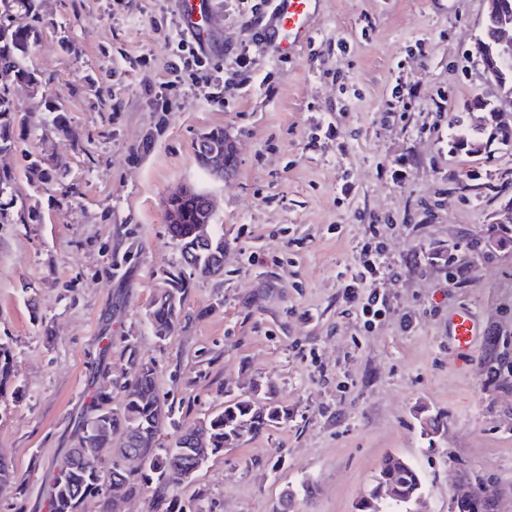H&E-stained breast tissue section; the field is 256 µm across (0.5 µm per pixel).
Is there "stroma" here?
I'll list each match as a JSON object with an SVG mask.
<instances>
[{
  "instance_id": "obj_1",
  "label": "stroma",
  "mask_w": 512,
  "mask_h": 512,
  "mask_svg": "<svg viewBox=\"0 0 512 512\" xmlns=\"http://www.w3.org/2000/svg\"><path fill=\"white\" fill-rule=\"evenodd\" d=\"M39 3L26 62L44 82L10 84L31 120L0 168L23 174L44 149L66 166L48 188L22 185L0 222V343L14 365L0 455L17 477L0 512H47L49 473L76 446L101 377L130 378L131 345L177 406L163 445L256 383L289 418L190 480L149 485L124 512L160 498L177 512H276L287 488L293 512H355L389 454L421 472L430 512H450L479 480L498 489L493 512H512V223L496 229L512 211V142L489 143L491 114L466 109L489 92L475 52L485 0H324L291 59L263 37L264 0H216L209 68L167 112L148 92L182 28L176 0ZM242 47L251 69L234 62ZM214 82L226 106L207 102ZM400 85L416 97H396ZM46 99L75 136L55 130ZM327 123L333 139L315 140ZM216 127L238 148L222 178L195 159ZM461 131L483 152L458 146ZM185 187L214 203L224 269L195 278L161 340L151 303L182 268L165 205ZM369 224L388 270L374 285L387 309L368 327L339 274ZM464 308L479 334L459 353L448 318ZM436 413L445 425L426 434Z\"/></svg>"
}]
</instances>
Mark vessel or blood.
<instances>
[{"label":"vessel or blood","instance_id":"b4317fda","mask_svg":"<svg viewBox=\"0 0 512 512\" xmlns=\"http://www.w3.org/2000/svg\"><path fill=\"white\" fill-rule=\"evenodd\" d=\"M322 0H271L270 26L265 33L269 46L281 57L295 55L313 38ZM214 0H177L182 25L199 42H206L205 19ZM448 336L461 352L471 349L476 340L475 323L467 311L456 312L448 321Z\"/></svg>","mask_w":512,"mask_h":512}]
</instances>
